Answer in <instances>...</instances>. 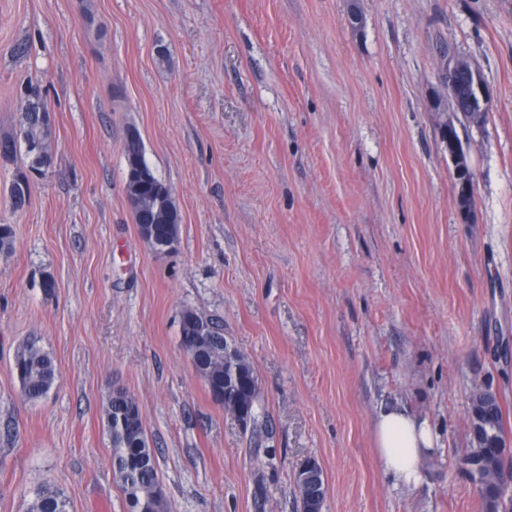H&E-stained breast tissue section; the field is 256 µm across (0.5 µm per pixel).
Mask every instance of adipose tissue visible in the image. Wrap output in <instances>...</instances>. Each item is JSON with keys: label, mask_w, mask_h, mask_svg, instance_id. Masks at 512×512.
I'll return each instance as SVG.
<instances>
[{"label": "adipose tissue", "mask_w": 512, "mask_h": 512, "mask_svg": "<svg viewBox=\"0 0 512 512\" xmlns=\"http://www.w3.org/2000/svg\"><path fill=\"white\" fill-rule=\"evenodd\" d=\"M373 436L383 472L395 484L419 485L423 480L422 461L436 446L429 421L405 406L390 404L377 412Z\"/></svg>", "instance_id": "1"}]
</instances>
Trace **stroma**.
Returning <instances> with one entry per match:
<instances>
[{"label":"stroma","mask_w":512,"mask_h":512,"mask_svg":"<svg viewBox=\"0 0 512 512\" xmlns=\"http://www.w3.org/2000/svg\"><path fill=\"white\" fill-rule=\"evenodd\" d=\"M443 45L488 93L485 124L458 128L472 224L432 108ZM29 86L54 159L18 208L25 156L0 158V512H27L46 482L70 512H127L105 427L115 385L171 512H300L308 458L323 512H485L459 459L478 389L512 450V0H0V135H19ZM132 129L182 217L163 255L125 195ZM187 308L252 362L253 428L182 349ZM31 338L56 367L34 403L13 370ZM397 402L439 437L415 488L374 448ZM465 158L467 162V168L464 172H460L455 177V190H456V202L459 213L462 219L465 222H469L472 218L473 207H464V206H474V196L472 193L466 195L465 186L466 184H471L472 182V173L471 168L468 161V154L465 151ZM135 224H137L140 237L146 241L157 254H164L172 250L176 242L159 239L156 235L154 224H140L139 214L132 209ZM319 465L320 463L315 460H308L304 461L299 467H297L296 472V478H295V471L293 473V483L295 486V489L297 491L299 501L301 503V511L302 512H315L318 509V502L317 501H310L307 499H302L300 497V489L297 484V482L303 486L304 488H307L308 490H311L313 493H318L317 485L315 484V474L319 472ZM321 466V465H320ZM297 479V482H296Z\"/></svg>","instance_id":"1"}]
</instances>
